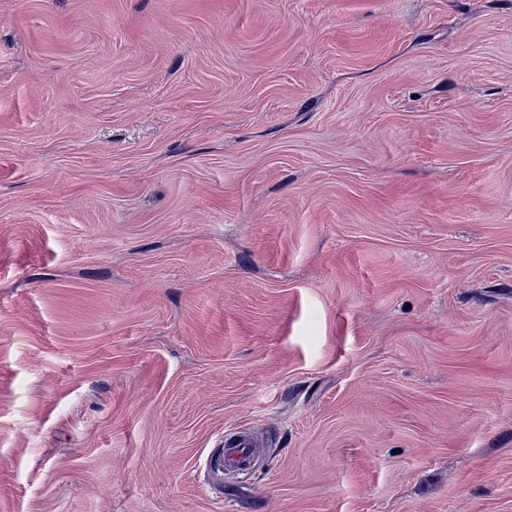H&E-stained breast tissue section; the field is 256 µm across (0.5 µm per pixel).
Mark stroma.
Here are the masks:
<instances>
[{
    "mask_svg": "<svg viewBox=\"0 0 512 512\" xmlns=\"http://www.w3.org/2000/svg\"><path fill=\"white\" fill-rule=\"evenodd\" d=\"M0 512H512V0H0ZM258 443L247 432H239L235 436L224 440V448L220 455L215 457L210 465L218 470L224 468L246 469L251 466L257 455Z\"/></svg>",
    "mask_w": 512,
    "mask_h": 512,
    "instance_id": "35a3bbf8",
    "label": "stroma"
}]
</instances>
